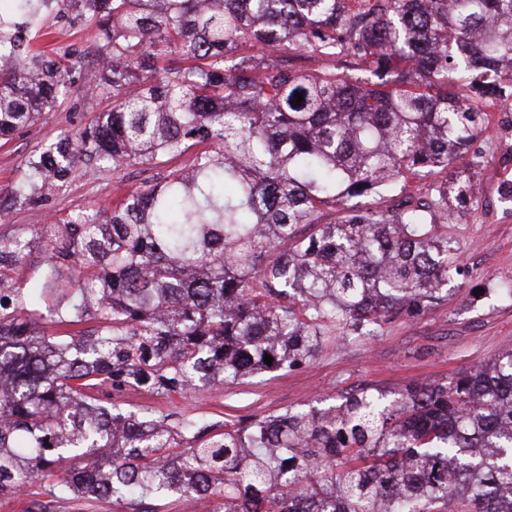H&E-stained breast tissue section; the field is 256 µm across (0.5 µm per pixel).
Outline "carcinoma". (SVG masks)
I'll list each match as a JSON object with an SVG mask.
<instances>
[{"instance_id": "obj_1", "label": "carcinoma", "mask_w": 512, "mask_h": 512, "mask_svg": "<svg viewBox=\"0 0 512 512\" xmlns=\"http://www.w3.org/2000/svg\"><path fill=\"white\" fill-rule=\"evenodd\" d=\"M11 2L0 137L75 82L112 110L26 157L0 212L48 201L80 162L191 161L38 227L47 259L33 291L10 272L35 239L0 236V498L36 484L26 512H56L67 495L158 512L151 500L171 491L212 512H512L511 351L446 382L361 389L224 430L96 396L297 367L331 327L375 337L445 300L456 262L436 228L454 212L430 178L479 167L467 145L512 99V0ZM54 4L57 21L95 28L93 46L42 47ZM168 55L178 65L158 66ZM413 178L432 199L315 223ZM43 318L94 326L67 340ZM79 452L93 460L57 474Z\"/></svg>"}]
</instances>
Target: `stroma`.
Wrapping results in <instances>:
<instances>
[{"label": "stroma", "mask_w": 512, "mask_h": 512, "mask_svg": "<svg viewBox=\"0 0 512 512\" xmlns=\"http://www.w3.org/2000/svg\"><path fill=\"white\" fill-rule=\"evenodd\" d=\"M111 106V101L76 86L55 111L0 139V189L19 178L20 165L30 153L63 134L76 133ZM471 150L483 158L479 168L455 164L435 177L440 184L471 181L476 191L473 203L458 207L455 220L439 227L457 246L462 265L446 300L416 320L388 322L371 340L344 341L336 330H327L315 357L295 368L257 372L208 391L107 389L100 394L103 405L164 416L173 424L198 418L231 427L361 388L397 391L412 382H444L512 351V295L500 289L512 282V202L500 195L501 185L512 183V100L493 112L488 129L476 137ZM166 173L163 166L148 171L134 166L89 174L77 166L49 202L1 212L0 234L31 236L51 216L111 204L145 179Z\"/></svg>", "instance_id": "obj_1"}]
</instances>
